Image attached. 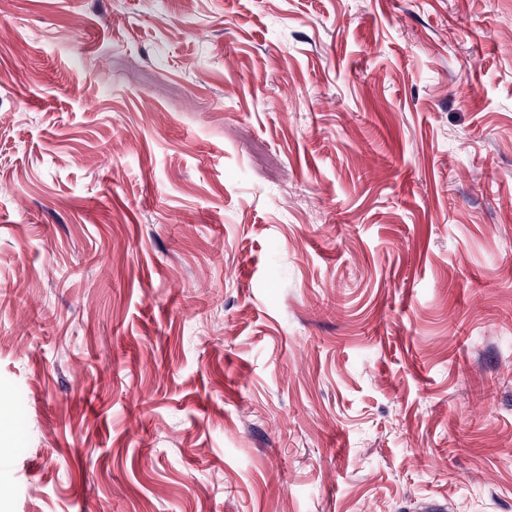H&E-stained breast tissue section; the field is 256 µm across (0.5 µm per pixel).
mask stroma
Segmentation results:
<instances>
[{
	"label": "stroma",
	"mask_w": 512,
	"mask_h": 512,
	"mask_svg": "<svg viewBox=\"0 0 512 512\" xmlns=\"http://www.w3.org/2000/svg\"><path fill=\"white\" fill-rule=\"evenodd\" d=\"M0 512H512V0H0Z\"/></svg>",
	"instance_id": "35a3bbf8"
}]
</instances>
